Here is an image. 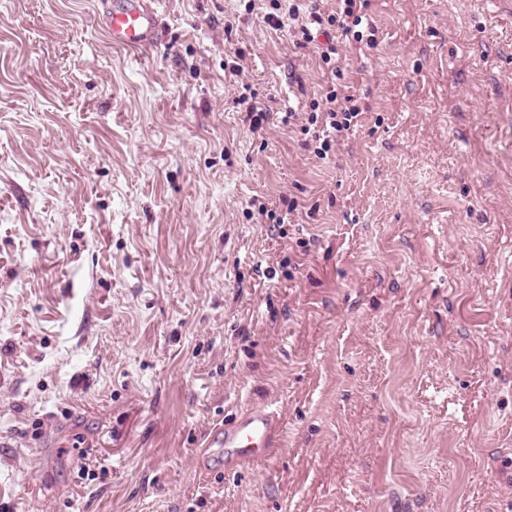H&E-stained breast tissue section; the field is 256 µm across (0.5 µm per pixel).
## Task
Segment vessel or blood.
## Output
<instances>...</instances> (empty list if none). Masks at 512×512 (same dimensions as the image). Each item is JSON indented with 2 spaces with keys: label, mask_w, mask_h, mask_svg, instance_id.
Here are the masks:
<instances>
[{
  "label": "vessel or blood",
  "mask_w": 512,
  "mask_h": 512,
  "mask_svg": "<svg viewBox=\"0 0 512 512\" xmlns=\"http://www.w3.org/2000/svg\"><path fill=\"white\" fill-rule=\"evenodd\" d=\"M99 22L114 46L132 52L149 49L156 41L157 15L150 0H124L121 7L104 6ZM280 418L266 407L251 409L232 425L220 429L210 445L232 449L235 462L273 456L279 447Z\"/></svg>",
  "instance_id": "1"
}]
</instances>
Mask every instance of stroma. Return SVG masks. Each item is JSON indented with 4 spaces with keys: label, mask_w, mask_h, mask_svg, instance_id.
Wrapping results in <instances>:
<instances>
[{
    "label": "stroma",
    "mask_w": 512,
    "mask_h": 512,
    "mask_svg": "<svg viewBox=\"0 0 512 512\" xmlns=\"http://www.w3.org/2000/svg\"><path fill=\"white\" fill-rule=\"evenodd\" d=\"M96 3L0 0V512H512V0H369L333 72L270 0L140 55ZM272 10L278 13H267L264 16L265 23L275 30H281L289 25V20L299 22L300 7L298 4L288 5L287 9L282 7L281 0H271ZM285 10V11H284ZM355 101L353 98H345L344 103L340 102L335 88L331 87L324 98L320 97V101L311 103V112L307 118L308 125L303 126L302 132L308 135L312 126V141L319 144V147H315L314 153L319 158L323 159L327 156L332 144L341 137L343 132L358 125L362 111L355 104L348 105ZM280 418L267 407L251 409L232 425L221 428L207 448H233L232 458L245 464L258 456H273L279 447Z\"/></svg>",
    "instance_id": "obj_1"
}]
</instances>
